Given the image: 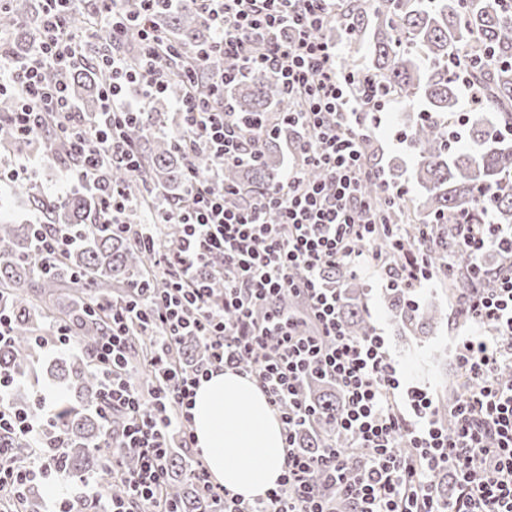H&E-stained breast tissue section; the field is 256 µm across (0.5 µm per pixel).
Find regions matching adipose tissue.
<instances>
[{
  "instance_id": "obj_1",
  "label": "adipose tissue",
  "mask_w": 512,
  "mask_h": 512,
  "mask_svg": "<svg viewBox=\"0 0 512 512\" xmlns=\"http://www.w3.org/2000/svg\"><path fill=\"white\" fill-rule=\"evenodd\" d=\"M192 413L195 441L215 482L247 501L276 486L286 454L282 424L251 376L211 371Z\"/></svg>"
}]
</instances>
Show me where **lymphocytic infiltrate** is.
<instances>
[{"instance_id": "lymphocytic-infiltrate-1", "label": "lymphocytic infiltrate", "mask_w": 512, "mask_h": 512, "mask_svg": "<svg viewBox=\"0 0 512 512\" xmlns=\"http://www.w3.org/2000/svg\"><path fill=\"white\" fill-rule=\"evenodd\" d=\"M61 2L46 0L45 37L32 58L0 57V91L17 95L12 123L27 140L55 122L78 159L67 168V181L96 195L102 203L99 223L132 232L167 273L157 292L113 303L112 327L88 355L100 382V412L127 419L122 439L103 462L104 472L126 492L105 512H172L165 485L168 450L174 443L194 447L195 388L224 367L250 375L266 393L283 424L287 455L280 482L254 501L213 484L202 460L192 459L193 477L221 512H337L340 498L346 512H512V380L501 377L512 364V227H461V248L477 257L495 250L505 269L495 277L496 288L471 289L462 308L467 321L492 326L494 337L471 336L456 348L472 388L450 409L453 431L441 429L427 392L402 389L382 336L351 335L339 319L341 295L326 278L331 268L353 275L371 269L384 288L409 292L451 271L431 262L429 228L409 242L361 192L370 173V101L354 98L349 87L372 80L342 70L340 47L323 32L335 22L340 0H165L172 8L195 9L218 48L243 69L279 76L293 105L287 118L297 142L276 189L228 207L224 167L253 156L252 126L188 90L172 106L177 143L187 152L207 145L211 159L204 168L188 164L179 204L153 191L150 223L134 226L125 218L135 198L109 184L105 171L137 170V152L123 130L143 119L153 98L165 92L168 75L156 62L175 48L143 21L139 65L119 52L104 57L112 80L100 95L101 110L82 112L65 81L46 79L47 71L67 73L81 61L78 45L63 33ZM310 166L320 167L324 180H307ZM158 224L179 225L174 246L157 244ZM382 234L391 240L390 252L367 249V241ZM34 235V259L43 270L78 244L61 225ZM213 278L222 281L221 292L210 287ZM287 294L299 300L301 313L280 306ZM147 329L162 347L151 356L154 377L143 390L128 376L125 361L132 336ZM186 336L198 337L205 349L204 359L189 371L170 358ZM311 372L333 379L344 399L338 441L314 456L295 445L313 414L300 392ZM16 384V377L0 371V436L28 440L30 452L23 459L0 448V512H24L28 484L56 472L63 454L61 440L50 434L51 403L42 397L33 408L15 405L10 395ZM401 440L407 446L403 453L396 450ZM125 452L137 458L134 471L120 467L118 456ZM439 471L455 479V492L445 502L432 485Z\"/></svg>"}]
</instances>
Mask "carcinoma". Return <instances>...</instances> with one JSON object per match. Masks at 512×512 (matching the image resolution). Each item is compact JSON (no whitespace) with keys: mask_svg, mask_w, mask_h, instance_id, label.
<instances>
[{"mask_svg":"<svg viewBox=\"0 0 512 512\" xmlns=\"http://www.w3.org/2000/svg\"><path fill=\"white\" fill-rule=\"evenodd\" d=\"M66 28L83 35L98 14L97 0H77L61 8ZM43 0H8L0 7V53L24 58L35 51L44 38ZM153 25L165 31L179 53L159 60L169 71L189 63L190 57L214 42L212 32L194 9L166 10L152 15ZM347 46L356 45L369 55L366 72L374 77L375 99L398 101L406 112L405 137L413 158L411 167L381 178L368 177L362 185L364 196L384 207L383 187H405V180L419 186L422 199L419 222L405 229L408 238L418 235L420 225H433L431 258L438 265L448 259L457 276L448 280V298L468 287L466 272L475 263L467 252H448L457 237L458 224L512 225V3L509 0H342L340 20L328 28ZM106 37L85 39L83 54L90 63L68 75L75 97L87 107L98 105L102 88L110 81L108 71L97 61L112 54ZM467 76L474 95L466 121L468 146L454 137L455 124L449 116L460 111L461 76ZM195 90L201 99L215 100L239 121L265 116L288 108V93L277 76L269 71H245L233 57L216 54L209 66L195 74ZM183 83L173 79L166 92L153 99L144 122L126 129V137L136 144L139 170L132 173L114 168L109 182L120 184L133 194L147 188H163L176 201L184 189L187 158L175 138L163 133L169 122V101L182 97ZM425 112L428 118L416 121L412 113ZM252 138L258 160L224 167V185L231 189L225 203L240 206L267 195L279 186L284 174L283 145L288 143V124L274 131L254 129ZM47 225L68 224L81 229L78 247L42 271L32 259V225L0 222V298L8 307L14 328V344L0 348V367L23 382H36L34 362L36 333L64 321L78 345L90 350L98 337L111 327L110 317L91 304L112 303V290L132 282L157 288L164 279L154 265V255L145 251L131 235L112 232L109 224L95 223L92 197L74 193L48 196L35 182L20 187ZM494 192L490 200L483 194ZM328 279L343 288L341 317L355 334L366 335L372 325L362 301L361 287L353 276L338 268ZM411 295L389 291L384 300L402 328L421 333L443 319L438 305L411 309ZM154 337H133L128 365L131 377L145 381L149 371L145 353ZM202 355L201 343L186 338L177 352L186 366ZM61 387L74 400H61L52 431L64 445L62 476L71 480L81 475L100 476V492L83 501L82 512H102L113 496L123 493L122 485L102 471V463L112 441L124 425L116 414L106 418L96 412L100 400L98 378L81 359H73L55 374ZM316 411L312 430L298 440L301 450L315 454L337 435L340 399L335 388L313 381L308 389ZM439 497L446 501L452 480L445 471L433 476ZM167 492L176 512H209L214 503L204 496L193 479L189 463L179 449H170L167 465Z\"/></svg>","mask_w":512,"mask_h":512,"instance_id":"1","label":"carcinoma"}]
</instances>
